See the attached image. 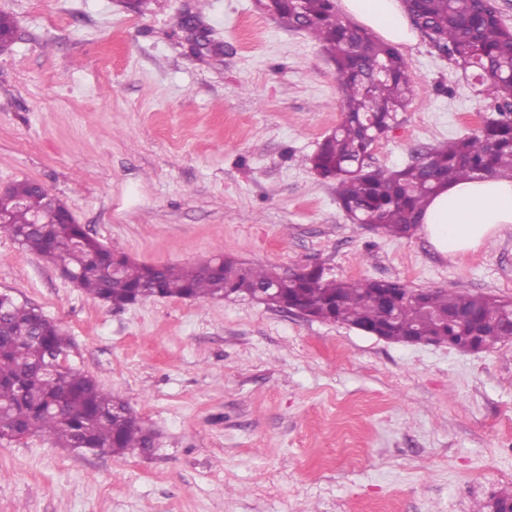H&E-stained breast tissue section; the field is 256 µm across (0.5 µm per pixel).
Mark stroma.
Returning <instances> with one entry per match:
<instances>
[{
  "instance_id": "obj_1",
  "label": "stroma",
  "mask_w": 512,
  "mask_h": 512,
  "mask_svg": "<svg viewBox=\"0 0 512 512\" xmlns=\"http://www.w3.org/2000/svg\"><path fill=\"white\" fill-rule=\"evenodd\" d=\"M0 187L42 184L146 264L216 250L294 273L512 300V226L467 253L352 223L306 159L342 118L334 65L255 0H0ZM197 17L208 41L184 26ZM371 163L477 130L484 105L425 35ZM58 321L70 365L158 433L148 454L0 441V512H489L512 492V342L409 345L235 301L113 310L0 235V293Z\"/></svg>"
}]
</instances>
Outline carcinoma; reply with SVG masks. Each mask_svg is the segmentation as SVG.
<instances>
[{
  "instance_id": "carcinoma-1",
  "label": "carcinoma",
  "mask_w": 512,
  "mask_h": 512,
  "mask_svg": "<svg viewBox=\"0 0 512 512\" xmlns=\"http://www.w3.org/2000/svg\"><path fill=\"white\" fill-rule=\"evenodd\" d=\"M415 23L433 45L469 77L476 97L488 101L491 115L474 133L434 147L407 166L372 168L371 151L388 132L411 94L408 64L398 47L339 17L335 0H263L274 15L318 41L335 66L342 93V121L307 158L309 169L334 185L336 199L354 224L409 240L431 196L444 184L487 176L512 179V28L495 0H407ZM0 234L73 275L71 283L99 302L123 309L151 297L197 300L231 295L244 301L259 289L276 286L263 305L286 310L300 306L324 322L387 326L385 335L429 341L439 336L474 335L483 351L512 341V329L493 324L509 301L450 289H413L399 280L346 281L306 271L281 279L272 267L256 266L218 252L224 271L204 264H139L89 234L81 224H62L44 193L29 180L11 185ZM41 216L42 223H31ZM401 293L396 315L385 307L379 289ZM465 309L482 321L456 329L440 318ZM71 338L35 306L0 293V440L38 436L75 453L120 456L154 449L155 434L142 425L118 396L92 376L61 362Z\"/></svg>"
}]
</instances>
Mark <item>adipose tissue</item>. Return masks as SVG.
Here are the masks:
<instances>
[{
	"label": "adipose tissue",
	"instance_id": "adipose-tissue-1",
	"mask_svg": "<svg viewBox=\"0 0 512 512\" xmlns=\"http://www.w3.org/2000/svg\"><path fill=\"white\" fill-rule=\"evenodd\" d=\"M344 12L384 39L411 44L416 34L401 0H341ZM421 222L431 243L444 254L479 247L512 224V180L487 177L442 186Z\"/></svg>",
	"mask_w": 512,
	"mask_h": 512
}]
</instances>
